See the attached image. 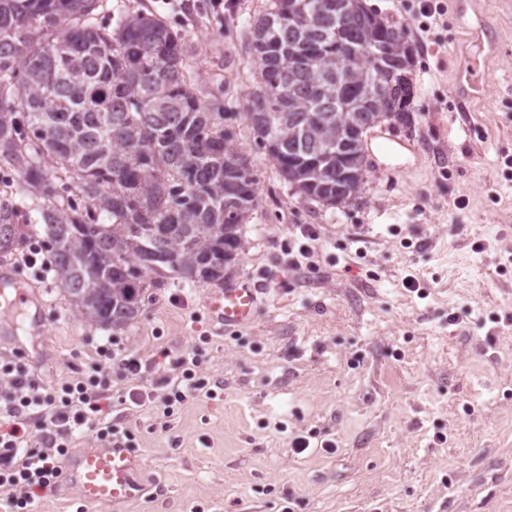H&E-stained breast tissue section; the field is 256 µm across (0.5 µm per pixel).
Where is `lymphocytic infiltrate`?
Listing matches in <instances>:
<instances>
[{"label":"lymphocytic infiltrate","instance_id":"lymphocytic-infiltrate-1","mask_svg":"<svg viewBox=\"0 0 512 512\" xmlns=\"http://www.w3.org/2000/svg\"><path fill=\"white\" fill-rule=\"evenodd\" d=\"M195 360L178 358L158 398L164 414L188 398L215 397L194 370ZM0 386V512H29L35 493L60 481L76 432L107 442L118 436L105 367L92 365L81 380L43 385L24 366L5 365Z\"/></svg>","mask_w":512,"mask_h":512}]
</instances>
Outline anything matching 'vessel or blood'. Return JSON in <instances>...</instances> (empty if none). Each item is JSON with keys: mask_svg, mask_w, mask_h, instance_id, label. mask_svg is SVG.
I'll list each match as a JSON object with an SVG mask.
<instances>
[{"mask_svg": "<svg viewBox=\"0 0 512 512\" xmlns=\"http://www.w3.org/2000/svg\"><path fill=\"white\" fill-rule=\"evenodd\" d=\"M0 299L25 314L30 335L41 332L48 308L43 291L21 286L14 267L5 262L0 263ZM206 306L223 327L246 326L262 308L260 290L244 279L229 281L208 293ZM63 478L85 505L107 504L112 512H124L128 503L150 497L152 490L142 458L120 439L72 458Z\"/></svg>", "mask_w": 512, "mask_h": 512, "instance_id": "b4317fda", "label": "vessel or blood"}]
</instances>
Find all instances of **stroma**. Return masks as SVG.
<instances>
[{
    "label": "stroma",
    "instance_id": "35a3bbf8",
    "mask_svg": "<svg viewBox=\"0 0 512 512\" xmlns=\"http://www.w3.org/2000/svg\"><path fill=\"white\" fill-rule=\"evenodd\" d=\"M105 0L168 22L188 51L192 89L231 112L258 172V206L243 229L235 278L261 290L247 327L224 331L206 311L211 287L183 280L149 289L118 330L82 320L56 273L26 262L42 221L19 183L0 188L28 224L10 258L23 285L44 289L39 358L0 338V365L25 363L44 384L106 361L107 341L140 358L143 379L112 373L113 416L141 456L155 495L125 512H512V0H443V22L421 37L419 0H364L401 26L415 49L411 129L372 150L351 207L306 201L259 149L242 104L255 70L250 25L266 0ZM487 22L494 51L473 42ZM480 89L453 111L468 60ZM312 258L291 265L305 239ZM415 280V289L405 286ZM197 352L218 397L165 416L136 406L162 394L173 363ZM309 448L296 453L295 437Z\"/></svg>",
    "mask_w": 512,
    "mask_h": 512
}]
</instances>
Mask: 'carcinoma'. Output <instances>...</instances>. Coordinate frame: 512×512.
I'll return each mask as SVG.
<instances>
[{
  "mask_svg": "<svg viewBox=\"0 0 512 512\" xmlns=\"http://www.w3.org/2000/svg\"><path fill=\"white\" fill-rule=\"evenodd\" d=\"M321 2L267 0L253 20L245 117L297 193L348 207L344 172L367 163L369 130L411 124L413 84L397 78L403 29L367 19L363 0ZM100 6L0 0V163L37 206L78 315L117 330L161 280L230 275L259 179L224 111L194 94L181 37L143 12L103 26ZM344 116L360 133L340 148L329 133ZM65 176L79 197L60 205ZM24 228L0 201V254L23 243Z\"/></svg>",
  "mask_w": 512,
  "mask_h": 512,
  "instance_id": "obj_1",
  "label": "carcinoma"
}]
</instances>
